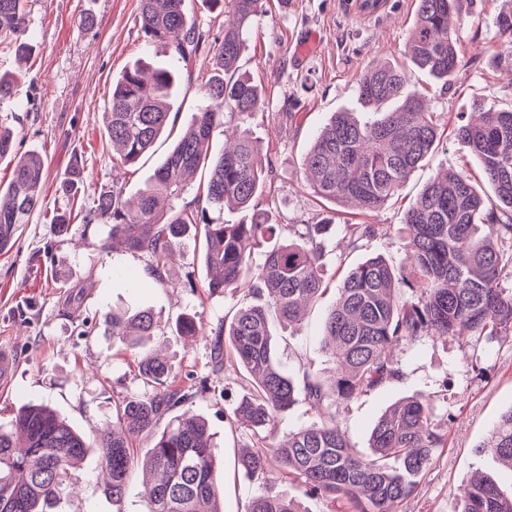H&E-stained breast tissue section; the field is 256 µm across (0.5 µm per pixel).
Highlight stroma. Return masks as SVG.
I'll return each instance as SVG.
<instances>
[{"label":"stroma","instance_id":"1","mask_svg":"<svg viewBox=\"0 0 512 512\" xmlns=\"http://www.w3.org/2000/svg\"><path fill=\"white\" fill-rule=\"evenodd\" d=\"M502 0H474L462 19V67L451 86L412 69L405 43L414 25L416 0H383L375 14H363L348 0H266L247 37L244 70L263 91V105L244 127L262 145L273 173L266 185L273 219L282 224H371L374 236L353 241L337 232L322 257L326 291L292 326L273 323L278 357L289 373L310 367L329 376L333 363L324 348L323 325L347 270L379 253L404 276V219L426 182L437 173L466 170L478 190H487L476 159L455 139L458 125L489 108L512 107V75L490 67L497 42L495 18ZM27 62L0 55V72L21 80L15 98L0 102V124L14 133L15 151L44 159L43 205L19 230L10 251L0 253V346L13 348L18 367L11 387L0 391V427L10 428L18 408L46 404L87 439L112 419L114 398L141 392L134 352L113 337L108 313L149 309L179 375L212 376L214 392L196 397L189 409L203 416L219 448L241 449L252 430L234 416L245 393L242 369L225 358L213 374L211 338L185 341L176 322L194 315L203 328L232 319L247 303L244 293L206 295L209 271L203 236L190 231L162 279H154L145 255L107 247L109 227L91 218L94 198L110 191L138 195L154 168L204 103L212 69L203 55L183 70L172 100L170 124L155 153L123 168L104 135L112 81L135 61L172 66L171 45L149 40L141 29L139 0H28ZM376 59L411 68L416 90L430 103L440 141L404 188L379 212L337 207L316 197L306 184L303 159L319 131L338 111L362 122L375 120L357 94L356 80ZM84 171L74 199L58 192L62 173L74 158ZM71 210L69 238L58 237L53 212ZM400 375L336 408V421L354 452L370 455L378 419L398 401L429 398L433 428L444 439L419 477L413 496L397 512H460L471 475L491 476L512 496V467L488 452L493 426L512 409V335L438 337L405 343L393 352ZM143 473L133 467L122 506L104 493L97 453H90L63 488L64 512H145Z\"/></svg>","mask_w":512,"mask_h":512}]
</instances>
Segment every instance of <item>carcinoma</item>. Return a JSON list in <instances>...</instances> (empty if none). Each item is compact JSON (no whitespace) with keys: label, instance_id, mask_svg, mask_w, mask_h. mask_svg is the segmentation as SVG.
Listing matches in <instances>:
<instances>
[{"label":"carcinoma","instance_id":"obj_1","mask_svg":"<svg viewBox=\"0 0 512 512\" xmlns=\"http://www.w3.org/2000/svg\"><path fill=\"white\" fill-rule=\"evenodd\" d=\"M27 0H0V54L25 57ZM225 14L224 34L215 55L214 75L205 84L208 105L155 168L127 205L122 194H102L92 211L110 225L112 240L150 258L149 270L162 278L167 260L190 228L202 227L204 260L213 272L209 294L244 290L258 299L242 306L230 323L210 329L214 371L224 368L229 349L244 370L249 394L236 413L250 423L254 442L239 457L241 468L265 479V492L249 512H301L269 477L294 479L307 491L339 500L345 512H395L409 498L417 478L430 464L442 438L431 429L432 407L408 398L379 418L371 433L372 453H353L336 425L341 402L399 377L391 352L425 336L465 333L500 336L512 333V289L501 286L512 272V109L485 111L480 119L458 126V143L479 161L492 195L480 193L460 172L429 180L408 209L406 259L414 279L401 277L381 254L348 270L324 324V346L334 359L332 375L308 370L295 378L281 365L270 329L271 317L290 324L300 306L324 292L321 239L332 222L306 224L293 239L288 225L276 224L265 199L271 176L261 147L245 127H237L217 155L209 154L224 114L249 116L262 89L242 71L245 34L263 12L264 0H209ZM460 0H418L407 55L413 65L445 85L459 72ZM142 29L153 41L173 44L187 62L206 48L205 38L185 9V0H140ZM497 44L492 62L512 70V9L495 20ZM175 67L153 69L137 61L112 81L105 131L120 147L124 165L137 164L165 130L169 100L179 84ZM359 98L380 118L362 124L350 112H337L320 130L304 157L314 193L336 204L356 203L376 211L403 188L433 152L437 127L424 99L412 86L411 73L390 62H373L357 78ZM19 80L0 74V100L17 93ZM207 171L205 203L178 209L186 175ZM44 162L29 153L14 161L11 180L0 184V251L42 204ZM231 208L242 221L226 224L210 212ZM270 244L253 265L250 245ZM112 335L138 350L137 378L144 394L113 400L112 425L90 444L67 421L43 405H29L0 428V512H57L59 492L89 452L98 448L106 474L105 490L119 505L127 493L135 462L133 438L154 435L143 467L159 475L144 484L147 512H224L217 475L216 443L206 420L168 412L211 391L208 380L183 386L168 361L147 341L156 321L149 310L108 316ZM303 396L321 421L272 443L264 432L274 417ZM489 450L512 462V409L501 416ZM461 512H512L493 481L475 473L465 490Z\"/></svg>","mask_w":512,"mask_h":512}]
</instances>
